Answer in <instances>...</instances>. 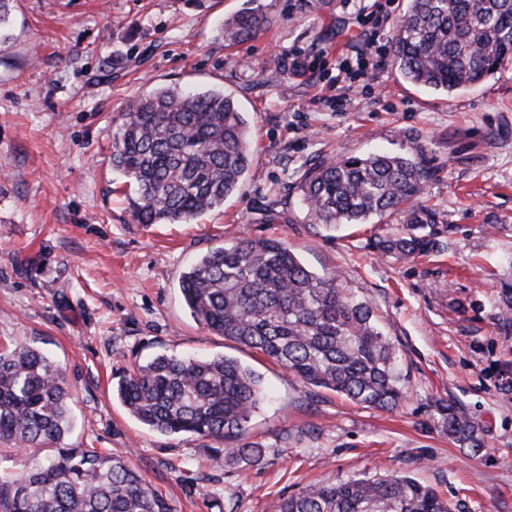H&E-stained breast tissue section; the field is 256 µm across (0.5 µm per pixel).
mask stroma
<instances>
[{
	"label": "stroma",
	"mask_w": 512,
	"mask_h": 512,
	"mask_svg": "<svg viewBox=\"0 0 512 512\" xmlns=\"http://www.w3.org/2000/svg\"><path fill=\"white\" fill-rule=\"evenodd\" d=\"M249 6L269 28L226 47L216 31ZM0 45V346L39 350L71 384L63 444L124 455L175 512H271L311 481L400 473L454 512H512V67L446 95L392 67L336 83L361 30L347 0H14ZM303 50L308 71L288 65ZM287 82H280V73ZM160 85L234 95L253 132L250 171L223 206L187 224H136L111 161L112 135ZM347 97L335 112L326 98ZM422 146L434 175L420 204L438 252L403 260L371 249L396 215L335 231L308 223L296 174L316 160ZM288 209L275 222L265 212ZM284 240L315 273L338 271L373 307L407 392L390 411L307 387L267 358L204 330L179 278L240 234ZM158 354H223L269 396L240 443L263 461L215 466L225 443L150 430L114 395ZM448 402L479 426L480 454L438 423Z\"/></svg>",
	"instance_id": "obj_1"
}]
</instances>
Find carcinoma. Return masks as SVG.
<instances>
[{"instance_id":"obj_1","label":"carcinoma","mask_w":512,"mask_h":512,"mask_svg":"<svg viewBox=\"0 0 512 512\" xmlns=\"http://www.w3.org/2000/svg\"><path fill=\"white\" fill-rule=\"evenodd\" d=\"M267 15L224 19V43L256 38ZM392 66L404 81L452 92L512 65V0H408L392 27ZM252 162V133L235 99L217 89L156 87L140 96L112 136V167L132 189L136 224L188 223L224 205ZM433 172L424 150L326 159L300 176L299 203L311 224L338 228L398 212L401 228L372 249L401 258L440 247L430 212L418 206ZM179 288L208 332L256 350L306 386L366 408L392 410L404 398L396 350L371 304L334 271H309L288 245L240 236L191 265ZM140 423L165 435L233 442L265 399L262 379L225 355H157L118 383ZM72 392L63 369L27 347L0 349V512H174L121 454L64 448ZM440 427L475 455L479 428L454 406L436 407ZM55 447L39 461L30 453ZM263 449L232 446L224 462L258 465ZM273 512H453L433 488L403 474L347 476L309 484Z\"/></svg>"}]
</instances>
